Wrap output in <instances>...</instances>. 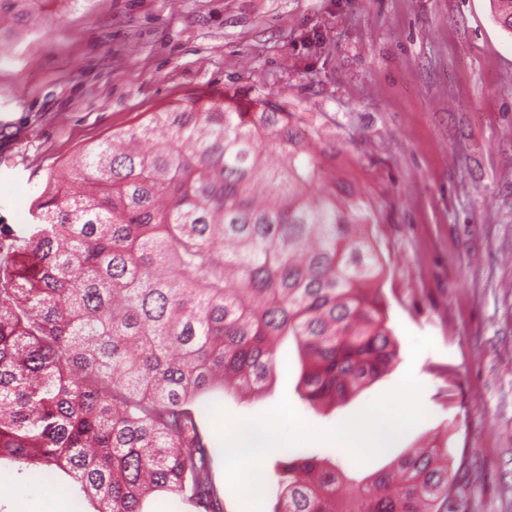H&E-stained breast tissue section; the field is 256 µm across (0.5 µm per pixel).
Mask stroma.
Segmentation results:
<instances>
[{"label": "stroma", "mask_w": 512, "mask_h": 512, "mask_svg": "<svg viewBox=\"0 0 512 512\" xmlns=\"http://www.w3.org/2000/svg\"><path fill=\"white\" fill-rule=\"evenodd\" d=\"M227 91L312 116L315 163L366 190L400 355L313 410L283 342L289 370L265 393L197 400L212 446L210 406L252 417L285 396L325 429L410 369L428 416L384 454L311 450L360 480L444 434L462 512H512V31L493 0H42L0 55V227L34 223L47 174L79 148ZM412 333L433 349L411 358Z\"/></svg>", "instance_id": "35a3bbf8"}]
</instances>
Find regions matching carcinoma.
I'll return each mask as SVG.
<instances>
[{"label":"carcinoma","instance_id":"1","mask_svg":"<svg viewBox=\"0 0 512 512\" xmlns=\"http://www.w3.org/2000/svg\"><path fill=\"white\" fill-rule=\"evenodd\" d=\"M36 0H0L23 23ZM315 122L264 97L199 96L50 172L39 224L0 230V459L56 468L96 512L164 491L220 510L195 415L226 384L260 391L301 361L316 410L399 361L366 193L312 160ZM84 174L71 196V175ZM448 439L357 481L307 450L275 512H456Z\"/></svg>","mask_w":512,"mask_h":512}]
</instances>
